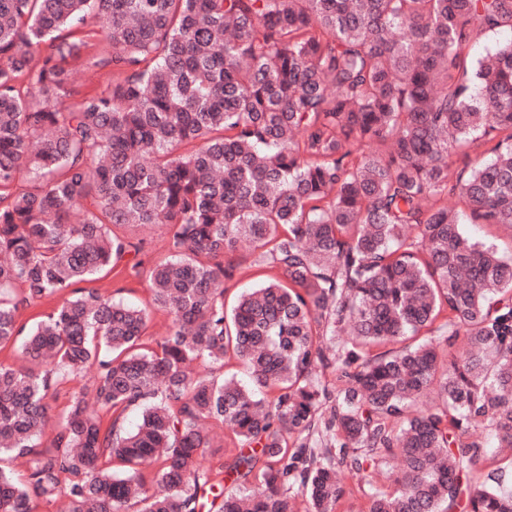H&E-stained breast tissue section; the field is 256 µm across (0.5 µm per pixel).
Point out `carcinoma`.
Returning a JSON list of instances; mask_svg holds the SVG:
<instances>
[{
  "mask_svg": "<svg viewBox=\"0 0 512 512\" xmlns=\"http://www.w3.org/2000/svg\"><path fill=\"white\" fill-rule=\"evenodd\" d=\"M94 22L104 83L68 105ZM501 28L512 0H0V458L27 463L0 512L63 483L67 512H337L341 473L366 512H512V256L458 209L512 228V40L471 56ZM130 224L172 251L151 345L145 310L79 287L139 254ZM243 243L279 278L228 310ZM229 354L248 382L191 375ZM212 428L239 448L218 471ZM62 300L59 296H52L41 301H37L31 306L21 307L17 312V322L20 326L29 327L41 315L49 312ZM91 374H85L70 379L57 387L54 398L50 401L51 415L53 423L58 421V417L70 404L72 398L82 390L84 386L90 384Z\"/></svg>",
  "mask_w": 512,
  "mask_h": 512,
  "instance_id": "cac0c4a2",
  "label": "carcinoma"
}]
</instances>
